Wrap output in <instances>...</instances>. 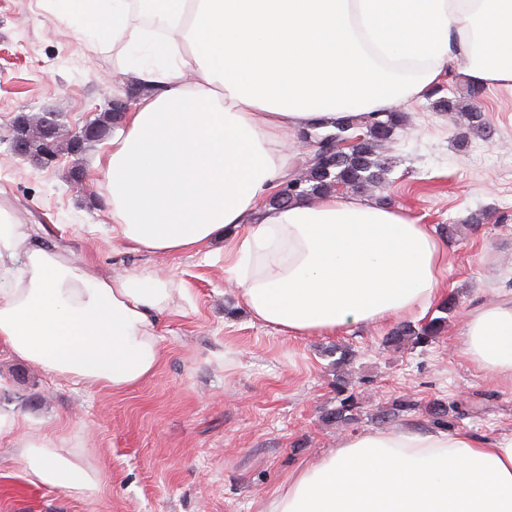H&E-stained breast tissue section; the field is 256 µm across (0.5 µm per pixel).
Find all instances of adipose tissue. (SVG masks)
I'll return each mask as SVG.
<instances>
[{"mask_svg":"<svg viewBox=\"0 0 512 512\" xmlns=\"http://www.w3.org/2000/svg\"><path fill=\"white\" fill-rule=\"evenodd\" d=\"M89 37L140 41L122 70L138 99L96 161L112 236L153 254L224 240V278L253 318L292 336L426 314L445 298L448 245L404 210L329 193L269 205L303 131L389 112L452 60L477 85L512 87V0H65ZM172 281L96 275L0 208V346L115 392L156 374L154 312ZM459 345L512 382V296L469 309ZM34 483L98 492L97 471L44 435L23 441ZM261 512H512V433L402 426L355 432L305 463Z\"/></svg>","mask_w":512,"mask_h":512,"instance_id":"1","label":"adipose tissue"}]
</instances>
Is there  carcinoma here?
Returning a JSON list of instances; mask_svg holds the SVG:
<instances>
[{"mask_svg":"<svg viewBox=\"0 0 512 512\" xmlns=\"http://www.w3.org/2000/svg\"><path fill=\"white\" fill-rule=\"evenodd\" d=\"M434 107L450 116L457 112L462 113L468 128L481 132L486 138L491 137L490 125L478 107L471 104L461 107L451 98L438 99L434 102ZM366 127L375 141L385 142L402 127V115L399 112H370L366 116ZM349 130L350 125L346 124L338 125L324 134H309L313 141L306 160V176L288 180L279 192L276 204L281 206L293 199L324 194L337 184L353 186L363 194L383 183L387 162L380 158L379 153L368 142L362 141L352 148L341 147L342 139ZM455 307V298L448 297L440 306L443 315L432 317L418 326L403 323L385 337L384 344L429 346L441 333L446 322L445 315L451 313ZM336 392L342 398L334 410L324 415V419L338 426H349L357 421L359 406L353 394L349 393L348 383L340 377L336 378ZM418 408L419 405L412 399L398 397L379 415V419L382 422L391 421ZM425 413L433 425L447 429L465 416L466 410L459 408L454 401H435L425 408Z\"/></svg>","mask_w":512,"mask_h":512,"instance_id":"obj_1","label":"carcinoma"}]
</instances>
